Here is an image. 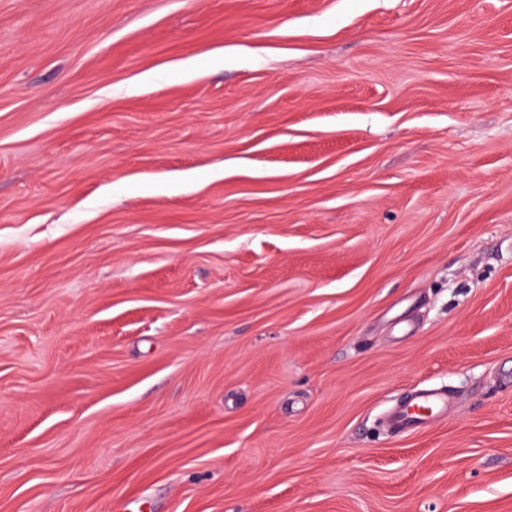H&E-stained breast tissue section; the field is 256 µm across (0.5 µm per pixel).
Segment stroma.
<instances>
[{"label": "stroma", "instance_id": "1", "mask_svg": "<svg viewBox=\"0 0 512 512\" xmlns=\"http://www.w3.org/2000/svg\"><path fill=\"white\" fill-rule=\"evenodd\" d=\"M0 512H512V0H0ZM389 416L396 432H414L433 425L448 413V395L440 389L422 388Z\"/></svg>", "mask_w": 512, "mask_h": 512}]
</instances>
